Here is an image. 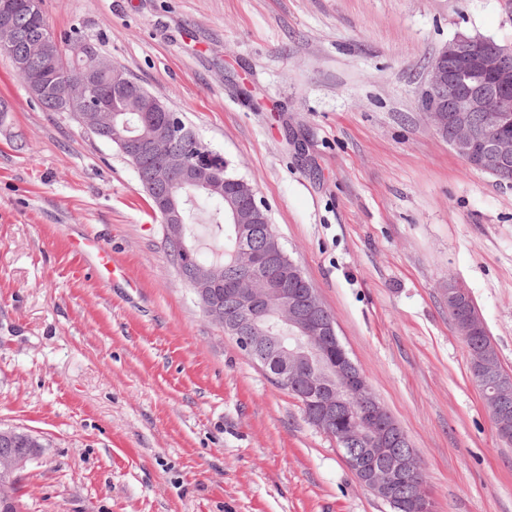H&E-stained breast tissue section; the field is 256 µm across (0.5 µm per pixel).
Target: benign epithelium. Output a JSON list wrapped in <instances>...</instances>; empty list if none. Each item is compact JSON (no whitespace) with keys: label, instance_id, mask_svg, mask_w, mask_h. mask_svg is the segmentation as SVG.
Masks as SVG:
<instances>
[{"label":"benign epithelium","instance_id":"obj_1","mask_svg":"<svg viewBox=\"0 0 512 512\" xmlns=\"http://www.w3.org/2000/svg\"><path fill=\"white\" fill-rule=\"evenodd\" d=\"M23 38L10 13L1 9L0 52L11 53ZM50 38L45 27L29 39L28 56L17 60L20 72L32 65L44 74L54 71ZM77 52L89 55L93 65L58 78L50 93L58 108L75 113L79 124L96 134L110 129L112 116L99 75H109L112 89L135 103L147 134L132 141L129 156L136 171L146 169L144 187L155 198L169 249L188 255L182 200L174 194L173 180L224 195V220L234 225L241 243L237 257L245 275L226 280L219 265L204 267L185 258L176 264L206 315L280 387L301 400L309 421L336 441L360 484L394 512H434L415 449L350 357L335 358L340 347L335 318L284 250L253 188L242 179L225 177L221 166L190 160L180 144L193 132L159 98L142 90L92 45L83 43ZM420 107L469 167L512 186V135L490 127L512 124V43L455 35L431 62ZM445 295L451 308L470 303L469 291L455 280L448 281ZM483 327L480 312L468 310L455 330L468 336ZM473 367L496 388L489 404L502 431L512 414V400L501 390L512 385V375L484 351L475 355ZM33 459L31 453L13 450L9 431H0L4 487Z\"/></svg>","mask_w":512,"mask_h":512}]
</instances>
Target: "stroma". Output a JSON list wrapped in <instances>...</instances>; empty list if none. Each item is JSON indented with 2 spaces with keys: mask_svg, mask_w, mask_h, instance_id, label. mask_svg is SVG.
Returning a JSON list of instances; mask_svg holds the SVG:
<instances>
[{
  "mask_svg": "<svg viewBox=\"0 0 512 512\" xmlns=\"http://www.w3.org/2000/svg\"><path fill=\"white\" fill-rule=\"evenodd\" d=\"M41 8L253 187L436 512H512V445L444 297L452 278L469 289L512 372V187L469 168L419 105L456 34L512 43V0ZM0 101V428L47 445L16 482L21 512H392L205 316L117 149L45 111L1 55Z\"/></svg>",
  "mask_w": 512,
  "mask_h": 512,
  "instance_id": "1",
  "label": "stroma"
}]
</instances>
